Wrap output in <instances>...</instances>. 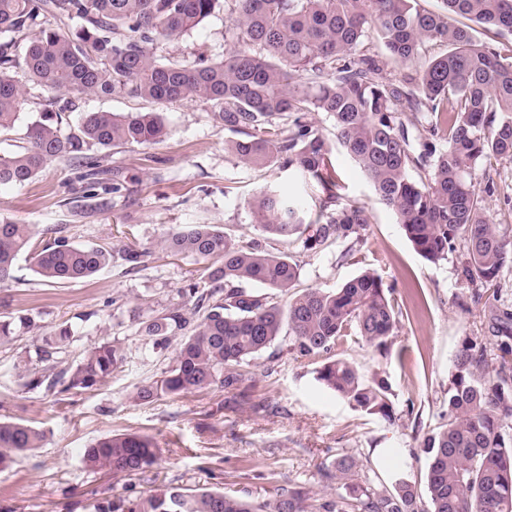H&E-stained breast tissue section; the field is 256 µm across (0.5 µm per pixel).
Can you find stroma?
<instances>
[{
  "mask_svg": "<svg viewBox=\"0 0 512 512\" xmlns=\"http://www.w3.org/2000/svg\"><path fill=\"white\" fill-rule=\"evenodd\" d=\"M231 24L229 4L162 53L221 57ZM52 92L28 86L21 121L0 136V150L22 144L26 126L48 109ZM162 112L167 135L153 145L103 149L104 167L119 171L120 192L89 199L79 170L58 160L24 186L0 187V222L29 225L36 240L67 238L112 251V262L94 277L65 284L40 280L26 258L11 279L0 283V318L26 315L30 329L0 344V419L46 433L42 448L15 457L0 470V512H92L105 500L133 498L161 486L210 489L267 498L276 486L301 487L315 496L336 497L343 488L323 480L321 466L342 455L356 457L370 477L389 485L422 480L423 441L448 418V383L464 341L483 342L488 306L474 302L461 277L464 257L450 252L431 263L407 239L392 212L381 204L368 179L339 145L323 112H304L302 122L328 140L342 202L364 205L370 223L361 242L347 240L313 249L264 234L253 224L248 203L261 191L282 190L314 212L325 201L322 187L296 171L275 165L243 164L228 143L245 138L218 123L203 101L162 105L129 97H89L70 113ZM478 185L494 182L486 200L491 222L512 227V158L480 165ZM213 224L237 240L257 242L268 252L288 255L299 270L295 290L334 289L362 271L374 270L391 289L403 315L389 338L387 354L349 343L341 358L365 378L380 375L391 386L397 412L388 422L354 408L316 379L318 361L298 358L290 340L277 341L248 367L246 393L219 387L151 403L134 398L138 386L162 379L174 363L173 350H156L140 337L138 314L172 307L192 312L187 289L200 284L203 260L163 251L161 239L173 226ZM147 251L132 264L125 249ZM72 330L66 352L41 360L42 338L60 325ZM119 344L123 364L94 388L56 394L24 388L18 363L46 375L75 364L89 345ZM118 432L152 436L162 450L157 465L131 476L83 467L81 456L98 439Z\"/></svg>",
  "mask_w": 512,
  "mask_h": 512,
  "instance_id": "35a3bbf8",
  "label": "stroma"
}]
</instances>
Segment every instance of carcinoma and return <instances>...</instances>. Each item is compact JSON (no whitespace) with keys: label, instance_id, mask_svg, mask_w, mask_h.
Instances as JSON below:
<instances>
[{"label":"carcinoma","instance_id":"carcinoma-1","mask_svg":"<svg viewBox=\"0 0 512 512\" xmlns=\"http://www.w3.org/2000/svg\"><path fill=\"white\" fill-rule=\"evenodd\" d=\"M220 0H0V133L15 128L26 85L67 95L56 112L27 126L26 145L0 153V186H23L50 163L65 159L83 171L88 193L100 182L119 186L93 149L156 144L167 128L159 112H84L78 133H62L75 100L126 96L156 103H211L231 131L249 129L230 142L238 159L271 167L281 159L319 182L333 202L337 187L330 149L318 129L294 112H324L336 139L371 182L381 203L395 214L415 250L437 263L462 247L463 276L471 286L492 290L489 339L500 352L466 341L456 355L448 384V420L427 435L423 451L425 493L399 479L386 487L352 456L333 469H319L341 483L345 494L315 499L300 488L276 487L255 502L219 490L156 488L135 499L99 503L94 512H512V306L495 305L500 273L512 262V228L489 221L474 171L498 157H512V0H439L431 11L421 0H231L228 48L219 60L156 55L209 18ZM494 30L479 41L454 17ZM375 34L394 62L409 67L383 81L377 56L363 50ZM441 42L449 51L428 57L424 47ZM430 115L432 142L414 153L408 111ZM419 173L413 177L412 172ZM260 230L303 239L309 247L362 240L369 224L364 206L325 204L315 215L294 197L268 191L249 202ZM163 247L219 265L206 266L207 291L188 289L195 320L179 307L138 317L140 335L155 349L176 344L174 365L161 380L138 388L151 402L212 386L238 388L249 380L242 367L273 345L288 326L301 358H321L316 380L354 407L396 419L383 378L367 380L354 363L335 357L336 346L364 342L384 352L402 315L366 271L331 291L307 288L277 301L298 277L297 265L257 244L244 246L212 224L177 227ZM25 255L43 281L63 284L89 278L112 263L102 246H75L64 237L35 243L26 224L0 223V283L12 277ZM269 289L256 295L243 288ZM27 316L0 322V339L29 329ZM60 326L43 337L42 359L70 344ZM112 341L86 349L77 363L55 374L28 376L24 387L58 394L92 388L123 362ZM44 431L0 421V468L11 454L39 448ZM160 449L138 433L107 436L85 449L90 471L136 475L157 463Z\"/></svg>","mask_w":512,"mask_h":512}]
</instances>
